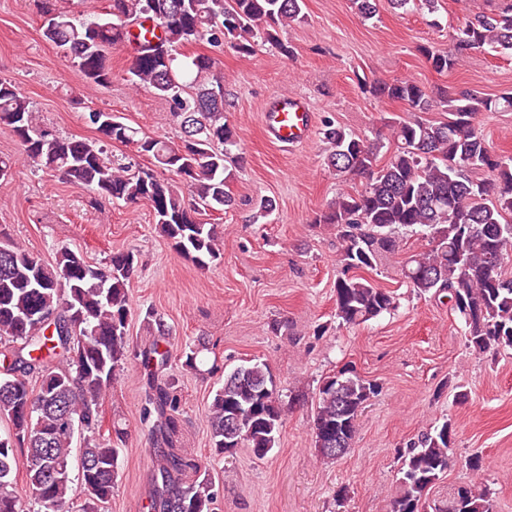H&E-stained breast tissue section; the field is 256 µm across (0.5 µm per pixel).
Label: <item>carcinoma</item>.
Masks as SVG:
<instances>
[{
    "mask_svg": "<svg viewBox=\"0 0 512 512\" xmlns=\"http://www.w3.org/2000/svg\"><path fill=\"white\" fill-rule=\"evenodd\" d=\"M302 5L304 0H108L106 16L92 21L79 20L64 7H47L44 39L97 86L110 83L111 47L125 43L145 19L160 24L156 39L135 43L138 56L129 69L130 82L168 106L181 129L180 141L140 137L97 109L84 115L96 138L56 135L29 98L5 79H0V126L16 138L23 158L46 174L105 199L148 205L176 252L204 270L221 257L223 241L217 225L202 220V211L235 204L226 162L237 157L238 136L224 121V77L210 75L212 58L192 57L196 92L189 96L174 62L181 48L200 40L218 49L227 45L239 55L251 54L258 37L279 46V32L305 19ZM453 39V53L419 47L438 73L457 69L472 48L512 54V4L468 21ZM368 92L401 102L410 112L440 106L448 120L394 118L388 122L389 137L375 140L324 121L328 167L345 181L364 179L362 189L337 194L314 219L334 229L339 244L336 319L360 325L397 307V294L364 273L398 253L410 232L425 244L402 262V284L421 296L448 298L473 351L512 350V155L491 152L476 125L481 112L511 111L512 95L462 92L436 99L407 78L371 84ZM115 141L153 159L160 171L109 154L108 145ZM385 147L390 157L380 167L377 156ZM476 169L488 171L491 179H473ZM185 190L192 200L185 199ZM254 210L253 221L266 219L276 210L275 200L261 197ZM135 273L131 251L113 254L101 268L63 247L50 265L0 232V418L10 423L8 433L0 435V512H28L13 487L20 467L38 512H63L78 426L86 431L80 512H101L112 497L118 444L127 431L114 423L111 432H102L100 407L128 360ZM149 317L157 339L140 352V364L149 388L143 420L152 422L157 445L151 509L213 512L219 494L215 479L209 474L184 479L202 465L175 449V379L161 375L170 356L163 344L169 330L162 318ZM34 373L39 378L35 389L29 384ZM377 392L376 384L350 369L322 379L311 431L323 459L334 461L332 449L352 447L359 417ZM205 418L217 454L245 447L259 459L266 457L285 423L269 365L256 361L224 374ZM455 441L456 428L445 419L400 453L391 512H495L494 490L481 481L478 456L469 460L472 479L451 486L445 497H430L448 471Z\"/></svg>",
    "mask_w": 512,
    "mask_h": 512,
    "instance_id": "obj_1",
    "label": "carcinoma"
}]
</instances>
